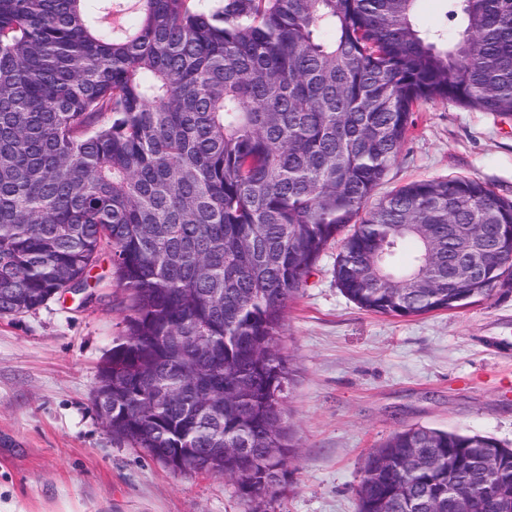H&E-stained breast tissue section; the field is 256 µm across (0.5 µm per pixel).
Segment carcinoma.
Segmentation results:
<instances>
[{
    "mask_svg": "<svg viewBox=\"0 0 512 512\" xmlns=\"http://www.w3.org/2000/svg\"><path fill=\"white\" fill-rule=\"evenodd\" d=\"M418 2L0 0V315L87 292L110 248L125 334L93 401L112 436L273 494L296 455L279 337L332 243L370 313L512 292V200L483 182L369 204L419 103L512 117V0H449L451 37ZM479 248L498 260L448 279ZM450 490L490 512L512 448L400 430L364 460L358 512H448Z\"/></svg>",
    "mask_w": 512,
    "mask_h": 512,
    "instance_id": "obj_1",
    "label": "carcinoma"
}]
</instances>
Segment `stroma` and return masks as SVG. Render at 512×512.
<instances>
[{"label":"stroma","mask_w":512,"mask_h":512,"mask_svg":"<svg viewBox=\"0 0 512 512\" xmlns=\"http://www.w3.org/2000/svg\"><path fill=\"white\" fill-rule=\"evenodd\" d=\"M456 176L512 199V119L420 103L374 196ZM338 251L288 304L284 406L298 455L275 497L251 502L223 475L171 471L105 427L92 396L124 334L125 297L106 251L92 298L68 293L0 316V512H357L360 468L396 431H461L512 448V293L415 317L373 314L337 287Z\"/></svg>","instance_id":"1"}]
</instances>
